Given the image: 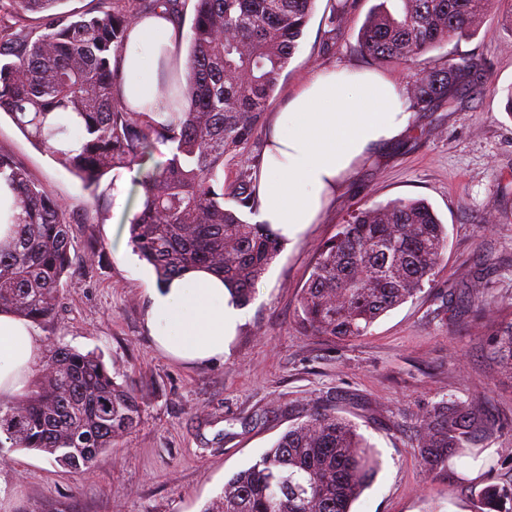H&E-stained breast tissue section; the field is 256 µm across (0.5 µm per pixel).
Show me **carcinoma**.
<instances>
[{
	"label": "carcinoma",
	"instance_id": "1",
	"mask_svg": "<svg viewBox=\"0 0 512 512\" xmlns=\"http://www.w3.org/2000/svg\"><path fill=\"white\" fill-rule=\"evenodd\" d=\"M64 2L0 0V42L16 45L15 60L0 63V112L90 187L116 167L159 155L137 181L143 200L129 224L132 247L161 282L207 268L249 304L282 243L270 225L242 218L255 205V165L246 154L316 0H195L186 77L178 61L163 64L161 94L170 112L157 119L130 110L115 92L123 80L118 58L141 15L161 6L180 14L182 0H109L108 9L76 19L55 12ZM489 5L384 0L359 31V51L375 63L406 64L471 34ZM25 13L40 14L35 38L11 23ZM471 68L449 63L418 77L407 96L428 108ZM70 127L84 131L77 149L66 145ZM161 145L171 151H159ZM230 161L235 173L226 181ZM0 177L20 209L13 233L0 241V311L46 323L71 266L68 212L1 152ZM226 199L235 206H225ZM446 246L444 224L422 200L358 210L320 248L300 297L298 327L340 340L367 335L430 280ZM489 347L512 373V321L491 333ZM139 411L133 388L117 383L100 356L56 344L34 389L0 404V435L13 448L48 454L84 474L133 428ZM488 425L465 401L433 404L418 424L423 465L435 471L478 457L476 436ZM378 465L355 424L315 410L230 478L203 512H351ZM478 502V512H512V483L485 485Z\"/></svg>",
	"mask_w": 512,
	"mask_h": 512
}]
</instances>
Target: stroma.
<instances>
[{
	"label": "stroma",
	"mask_w": 512,
	"mask_h": 512,
	"mask_svg": "<svg viewBox=\"0 0 512 512\" xmlns=\"http://www.w3.org/2000/svg\"><path fill=\"white\" fill-rule=\"evenodd\" d=\"M379 0H353L341 34L324 19L338 0H316L299 46L267 107L279 110L313 71L373 69L357 37ZM512 0L492 5L470 37L451 38L413 64L384 66L410 86L447 61L468 60L450 102L412 113L400 138L377 148L332 199L318 223L283 245L248 304L223 358L187 365L158 349L146 326L153 268L129 242L143 166L112 169L97 191L53 161L8 115L0 151L64 199L72 263L42 343L100 353L117 382L141 401L135 428L76 474L47 456L0 448V512H202L305 415L326 409L355 422L380 468L352 512H476L485 484L512 481V378L499 373L488 334L512 319ZM490 79L493 92L472 94ZM121 196H114V188ZM396 199L426 200L448 244L432 280L382 315L368 336L342 342L300 330L298 299L318 257L356 210ZM486 283V314H475L473 281ZM472 403L492 422L480 435L494 471L470 459L428 471L418 421L440 401Z\"/></svg>",
	"instance_id": "stroma-1"
}]
</instances>
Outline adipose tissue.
I'll use <instances>...</instances> for the list:
<instances>
[{"label": "adipose tissue", "instance_id": "adipose-tissue-1", "mask_svg": "<svg viewBox=\"0 0 512 512\" xmlns=\"http://www.w3.org/2000/svg\"><path fill=\"white\" fill-rule=\"evenodd\" d=\"M186 33L157 9L129 32L120 67L119 96L136 112H163L161 61L183 59ZM411 114L395 77L350 68L310 75L282 111L270 117L262 168L255 187V220L295 243L316 223L337 189L380 145L402 136ZM148 325L158 344L176 358L208 361L224 354L226 337L246 321L223 280L193 271L150 292ZM30 324L0 313V401L22 388L41 357Z\"/></svg>", "mask_w": 512, "mask_h": 512}]
</instances>
